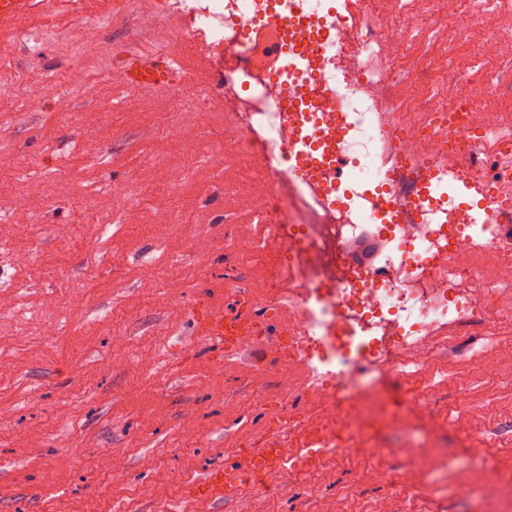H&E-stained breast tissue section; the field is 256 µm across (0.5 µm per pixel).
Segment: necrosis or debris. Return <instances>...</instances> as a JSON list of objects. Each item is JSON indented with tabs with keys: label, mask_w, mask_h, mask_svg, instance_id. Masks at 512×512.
Instances as JSON below:
<instances>
[{
	"label": "necrosis or debris",
	"mask_w": 512,
	"mask_h": 512,
	"mask_svg": "<svg viewBox=\"0 0 512 512\" xmlns=\"http://www.w3.org/2000/svg\"><path fill=\"white\" fill-rule=\"evenodd\" d=\"M182 5L196 32L227 53L224 99L245 113L244 126L215 147L228 163L257 155L264 160V191L254 201V217L263 234L232 244L225 260L239 253H261L284 241L270 269L272 293L237 314L234 323L249 340L276 331L315 380L307 387L312 403L327 412L326 427L309 433L293 425L287 437L268 436L270 448L304 443L331 444L337 430L355 436L361 426L357 395L363 370L378 378L406 380L431 356V337L442 336L470 319L492 318L486 293L512 287V236L498 234L493 223L473 224L445 197L426 195L420 210L410 211L400 184L426 190L435 179L456 173L512 197V128L483 112L485 88L470 95L427 92L405 100L397 90L408 69L402 39L412 23L435 27L465 24L493 14L492 39L512 36V8L480 0L464 12L463 0H417L407 13H385L381 0H344L327 8L323 0H301L303 19L294 25L301 43L322 42L313 58L314 93L290 84L287 66L258 69L254 49L243 38L246 19L263 18L266 56L280 58L274 22L287 16L292 0H223L224 20L192 0ZM325 25L307 26L305 16ZM463 113L466 131L448 141V117ZM318 144L309 162L285 158L282 147ZM491 146L494 165L473 163L477 145ZM349 165L346 179L323 180L328 161ZM377 221V230L394 249L382 266L362 270L344 260L361 224ZM492 270L478 284L476 262ZM287 313L288 323L273 328L272 315Z\"/></svg>",
	"instance_id": "obj_1"
}]
</instances>
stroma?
<instances>
[{"instance_id": "stroma-1", "label": "stroma", "mask_w": 512, "mask_h": 512, "mask_svg": "<svg viewBox=\"0 0 512 512\" xmlns=\"http://www.w3.org/2000/svg\"><path fill=\"white\" fill-rule=\"evenodd\" d=\"M150 8L30 0L0 30V193L26 201L0 218V512H255L263 501L269 512H512V314L462 323L412 374L413 389L431 388L436 425L408 417L404 391H384L361 408L379 443L371 455L326 454L314 477L286 469L233 500L200 497L201 475L260 447L280 412L322 417L302 397L310 378L287 340L227 357L203 338L210 311L231 312L243 292L264 297L270 259L224 260L225 235L259 233L251 199L263 165L227 167L211 153L232 121L217 85L223 48L183 51L174 13L144 31ZM80 20L100 34L77 56L66 43ZM24 32L45 36L38 53ZM485 33L481 23L411 31L415 85L482 83L490 111L512 114V42H492L489 67L462 55ZM120 46L174 53L205 110L161 129L173 97H133L85 63ZM61 93L81 126L54 111ZM29 97L41 111L26 110ZM406 439L426 456H399ZM491 461L501 484L487 478Z\"/></svg>"}]
</instances>
